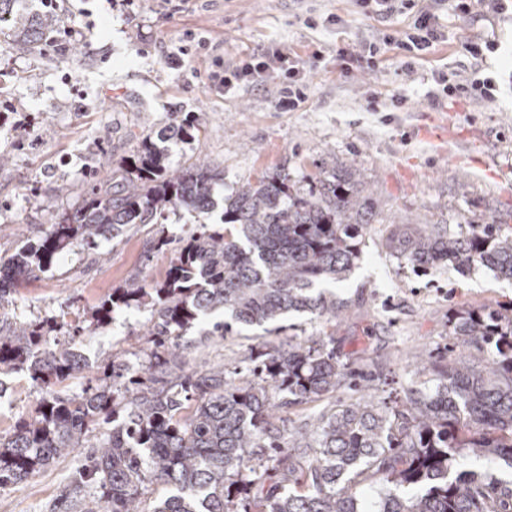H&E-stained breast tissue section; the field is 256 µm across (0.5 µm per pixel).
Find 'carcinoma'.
<instances>
[{
	"label": "carcinoma",
	"instance_id": "carcinoma-1",
	"mask_svg": "<svg viewBox=\"0 0 512 512\" xmlns=\"http://www.w3.org/2000/svg\"><path fill=\"white\" fill-rule=\"evenodd\" d=\"M0 0V28L33 47L53 26L46 13L13 12ZM139 143L115 185L92 186L82 205L52 225L38 246L0 265V301L8 286L50 266L65 249L94 248L128 224L180 208L209 213L220 174L208 163L173 168L154 137ZM379 204L357 169L322 163L320 176L296 182L282 171L246 180L224 199L223 227L199 230L177 251L160 282L138 279L116 288L86 326L91 333L123 308H152L153 349L147 368L112 362V383H93L84 358L50 340L47 323L0 328V369L22 370L42 386L32 414L0 434V487L21 482L55 459L88 447L99 420L112 429L79 473L98 497L86 512H144L146 482L173 489L151 512H512V479L461 470L456 455L498 462L512 471V303L462 307L449 320L459 356H422L417 371L434 387L384 395L371 375L355 371L333 346L311 337L259 351L246 371L224 366L163 385L187 346L175 341L213 320L209 336L231 325L273 322L308 312L331 326L345 302L316 292L346 278L359 257L363 226ZM391 253L426 271L480 264L512 280V231L474 224L466 235L407 227L387 239ZM82 379L80 391L56 390ZM347 386L353 396L310 425L281 426L283 414Z\"/></svg>",
	"mask_w": 512,
	"mask_h": 512
}]
</instances>
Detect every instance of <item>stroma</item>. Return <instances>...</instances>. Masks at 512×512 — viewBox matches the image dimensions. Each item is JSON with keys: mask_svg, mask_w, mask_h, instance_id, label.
Masks as SVG:
<instances>
[{"mask_svg": "<svg viewBox=\"0 0 512 512\" xmlns=\"http://www.w3.org/2000/svg\"><path fill=\"white\" fill-rule=\"evenodd\" d=\"M457 0H441L447 35L422 58L410 61L386 50L375 68L356 59L362 45L385 32L403 31L407 16L382 21L364 14L356 0H134L119 15L109 0H56L54 32L61 38L29 49L0 34V263L41 242L53 224L85 198L94 179L121 174L140 135L195 120L194 139L171 138V165L206 161L220 171L209 223H219L224 198L237 185L285 168L295 179L315 176L321 160L355 163L378 199L380 221L368 225L360 258L348 279L331 285L347 302L336 329L338 349L355 368L399 389L422 385L409 363L430 352L447 356L448 320L463 306L512 302V280L476 264L414 273L385 247L396 223L440 224L467 234L473 220L512 226V19L488 22L480 0L469 15ZM338 16L328 24L327 16ZM208 38L192 62L175 66L169 51ZM488 36L499 49L483 64L500 86L495 102L432 106L431 74L449 69L468 75L472 60L463 46ZM285 47L312 63L307 100L279 110V89L250 82L224 95L207 75L218 62H236L261 50ZM352 51L342 60L337 49ZM404 109L391 110L395 93ZM382 111L367 106L370 95ZM197 218L169 213L161 224H133L96 251H65L49 269L10 290L0 307V327L30 321H86L101 299L133 278L163 280ZM167 237L163 250L152 242ZM149 308L115 314L94 334L76 340L93 368L124 360L145 362ZM322 320L293 313L278 325L234 326L219 337L198 326L180 339L184 371L217 364L245 365L260 349L282 348L325 331ZM40 396L27 372H0V433L27 418ZM72 454L26 480L0 488V512H81L93 493L73 495L71 483L84 464Z\"/></svg>", "mask_w": 512, "mask_h": 512, "instance_id": "obj_1", "label": "stroma"}]
</instances>
